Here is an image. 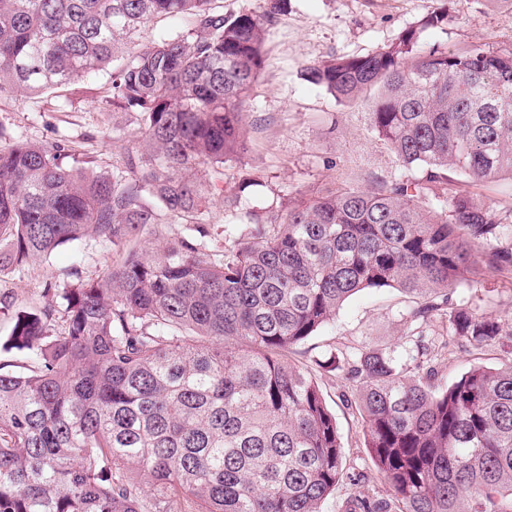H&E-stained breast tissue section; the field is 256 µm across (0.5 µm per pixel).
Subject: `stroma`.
<instances>
[{
  "label": "stroma",
  "mask_w": 512,
  "mask_h": 512,
  "mask_svg": "<svg viewBox=\"0 0 512 512\" xmlns=\"http://www.w3.org/2000/svg\"><path fill=\"white\" fill-rule=\"evenodd\" d=\"M442 6L448 9L446 28L423 31L422 45L451 51L512 45V0H288L287 12L269 32L268 62L245 106L248 150L241 161L224 167L225 187H234L245 173L255 181L240 195L242 210L275 225L285 216L281 202L286 195L311 197L337 183L366 188L409 177V170L397 165L369 127L366 102L336 100L311 85L304 70L333 55H363L384 47ZM102 98L95 83L75 94L66 89L39 96L14 92L0 97V125L32 142L68 139L108 168L122 147L135 146L138 124L135 113L106 112ZM116 259L111 246L87 237L59 247L47 261L0 275V295L14 305L12 313L0 314V365L12 369L28 362L25 352L6 345L16 312L41 309L44 288H62L77 276L101 273ZM449 301L497 314L512 324V278L483 273L476 282L450 290ZM410 309L409 300L395 289L363 290L290 355L292 363L318 382L344 444L347 476L325 501L323 512H343L356 489L382 496L386 487L365 446L361 421L345 404L356 395V385L341 371H325L321 363L334 354L381 346L403 354ZM426 334L428 357L439 369L441 384L452 383L474 365L504 360L499 346L474 349L450 342L446 319L434 320Z\"/></svg>",
  "instance_id": "1"
}]
</instances>
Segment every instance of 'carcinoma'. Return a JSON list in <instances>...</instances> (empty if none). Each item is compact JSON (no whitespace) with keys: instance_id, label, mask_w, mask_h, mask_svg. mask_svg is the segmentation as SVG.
Wrapping results in <instances>:
<instances>
[{"instance_id":"carcinoma-1","label":"carcinoma","mask_w":512,"mask_h":512,"mask_svg":"<svg viewBox=\"0 0 512 512\" xmlns=\"http://www.w3.org/2000/svg\"><path fill=\"white\" fill-rule=\"evenodd\" d=\"M216 0H0V95L108 76L106 108L136 113L144 149L108 170L63 139L0 126V274L87 236L119 260L16 316L31 364L0 370V512H322L344 475L336 417L288 353L367 288L418 300L402 361L391 348L321 368L360 387L365 447L388 489L345 512H512V359L447 386L419 360L448 317L475 348L512 355V326L448 289L512 274V208L461 183L512 178V50L420 45L434 9L389 45L330 57L306 80L339 100L371 90L370 128L419 176L290 197L274 230L213 252L210 195L246 151L242 116L285 0L226 12ZM190 28L146 40L148 24ZM165 224L189 233L163 238ZM151 235L157 247L133 244Z\"/></svg>"}]
</instances>
